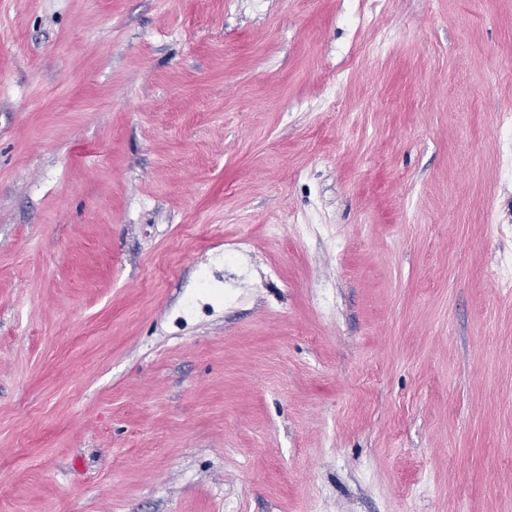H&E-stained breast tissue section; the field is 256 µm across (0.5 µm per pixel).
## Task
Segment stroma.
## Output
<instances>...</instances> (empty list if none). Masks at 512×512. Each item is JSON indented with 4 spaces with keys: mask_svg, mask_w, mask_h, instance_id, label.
Listing matches in <instances>:
<instances>
[{
    "mask_svg": "<svg viewBox=\"0 0 512 512\" xmlns=\"http://www.w3.org/2000/svg\"><path fill=\"white\" fill-rule=\"evenodd\" d=\"M509 113L512 0H0V512H512Z\"/></svg>",
    "mask_w": 512,
    "mask_h": 512,
    "instance_id": "stroma-1",
    "label": "stroma"
}]
</instances>
